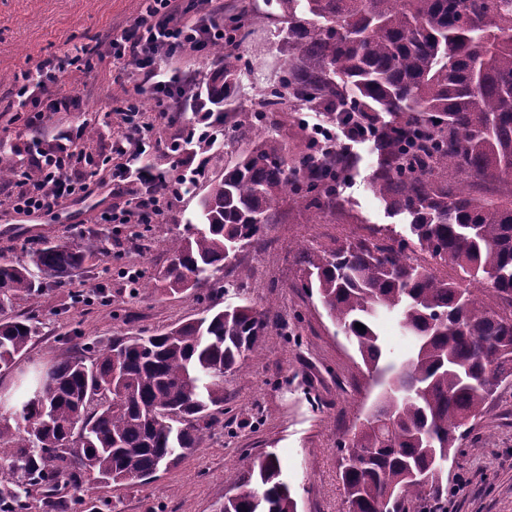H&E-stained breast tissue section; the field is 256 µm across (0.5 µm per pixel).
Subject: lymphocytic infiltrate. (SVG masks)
Here are the masks:
<instances>
[{"label": "lymphocytic infiltrate", "mask_w": 512, "mask_h": 512, "mask_svg": "<svg viewBox=\"0 0 512 512\" xmlns=\"http://www.w3.org/2000/svg\"><path fill=\"white\" fill-rule=\"evenodd\" d=\"M223 40L224 0H143L139 16L128 28L80 47L72 57L45 55L35 67L17 73L14 95L20 100L24 127L35 133L34 155L0 202L15 213L33 215L88 192L91 178L80 168L84 127L65 132L55 144L44 142L37 133L47 113L68 112L77 103L76 95L60 83L59 74L76 59L95 55L133 68L139 90L164 94L170 100L169 111L192 114L185 135L164 143L156 136V115L144 111L136 98H126L113 109L120 131L112 141L111 165L102 182L125 203L101 211L99 221L166 223L175 202L191 194L205 177L204 165L186 162L185 154L224 143L223 122L214 119L201 92L190 89L196 64ZM161 148L172 159L169 166L150 161Z\"/></svg>", "instance_id": "obj_1"}]
</instances>
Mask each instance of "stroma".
Here are the masks:
<instances>
[{
	"instance_id": "1",
	"label": "stroma",
	"mask_w": 512,
	"mask_h": 512,
	"mask_svg": "<svg viewBox=\"0 0 512 512\" xmlns=\"http://www.w3.org/2000/svg\"><path fill=\"white\" fill-rule=\"evenodd\" d=\"M142 0H0V100L10 101L14 75L48 53L71 54L130 26ZM278 20L254 26L241 51L254 63L224 109L256 108L260 91L284 62ZM78 97L74 111L50 115L48 133L74 125L95 129L83 144L84 155L101 162L117 127L107 112L137 95L140 105L161 112L162 139L181 136L189 113L162 112L157 98L136 94L132 69L93 59L60 76ZM356 164L339 187L341 211L311 224L301 209L284 203L280 223L262 228L259 240L240 249L235 259L210 280L213 305L271 306L261 352L224 375V412L205 447L176 467L158 472L146 484L103 488L84 483L81 493L62 487L64 512H81L76 497L110 495L116 512H218L233 480L259 456L271 452L297 500V512H347L339 476L341 446L375 405L379 388L369 384L355 346L330 320L318 294L302 286L298 245L314 250L357 241L376 230L404 234L407 220L391 214L371 190L377 163L373 142L352 146ZM198 195L177 202L168 223L101 224L97 195L71 199L33 216L40 233L0 235V259L25 261L44 238L77 243L91 230L105 238L103 252L89 256L65 286L45 279L41 300L22 299L14 311L31 317L38 331L17 372L0 375V391L13 392L18 371L49 364L66 355L62 339L74 334L84 342H107L141 331L160 332L194 318L202 306L183 295H160L127 286L120 270L134 263L150 280L168 263V243L201 229ZM80 221H70V213ZM125 252L117 254L114 243ZM448 512H512V381L502 383L474 429L462 441L444 472Z\"/></svg>"
}]
</instances>
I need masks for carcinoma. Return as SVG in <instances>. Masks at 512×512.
<instances>
[{
    "instance_id": "obj_1",
    "label": "carcinoma",
    "mask_w": 512,
    "mask_h": 512,
    "mask_svg": "<svg viewBox=\"0 0 512 512\" xmlns=\"http://www.w3.org/2000/svg\"><path fill=\"white\" fill-rule=\"evenodd\" d=\"M278 6L286 60L259 109L229 127L245 148L208 183L204 229L168 244L154 287L200 302L232 253L278 223L283 196L318 211L342 205L340 150L313 141L294 157L288 131L263 125L265 113L308 109L366 127L389 115L371 188L390 211L411 217L409 236L305 250L301 287L317 288L366 368L392 373L375 412L393 432L365 427L341 450L349 512H379L392 486L401 492L392 512H404L406 499L425 504L448 492V451L492 397L483 382L512 378V0ZM267 19L257 5L224 19V82L210 84L213 98L226 99L245 74L250 62L239 46ZM16 173L12 150L0 145V180ZM96 251L103 242L93 237L47 239L22 263L0 262V371L13 369L36 337L29 317L12 314L16 301L42 296L41 275L65 283ZM385 312L416 341L397 371L381 364L375 322ZM270 316L253 305L208 307L160 334L104 346L68 337L74 354L19 379L32 392L23 422L0 417V512H30L34 490L55 512L62 477L75 490L87 479L123 486L176 467L207 443L224 410V373L262 348ZM114 389L125 391L119 404ZM234 489L220 512H297L273 453L254 460Z\"/></svg>"
}]
</instances>
